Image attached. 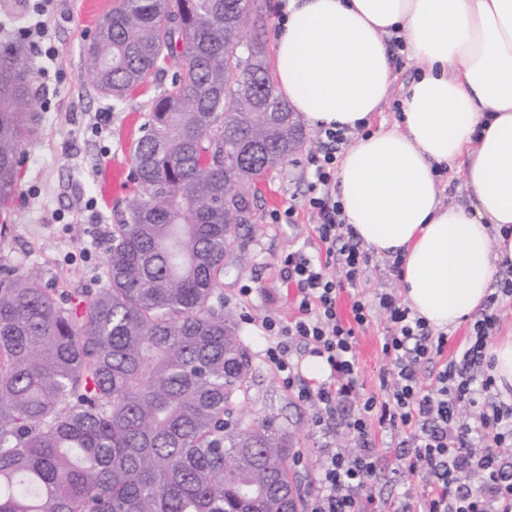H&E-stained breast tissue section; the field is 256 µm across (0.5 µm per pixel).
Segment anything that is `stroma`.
I'll return each instance as SVG.
<instances>
[{
  "label": "stroma",
  "mask_w": 512,
  "mask_h": 512,
  "mask_svg": "<svg viewBox=\"0 0 512 512\" xmlns=\"http://www.w3.org/2000/svg\"><path fill=\"white\" fill-rule=\"evenodd\" d=\"M47 39L54 60L35 56L38 93L34 100L38 132L27 147L19 190L9 212H0V264L19 265L31 272L41 288L66 289L77 294L101 287L104 261L113 224L119 223L138 192L126 179L110 195L101 190L113 160L130 161V148L141 134L144 106L170 84L175 62L148 85L131 90L121 109L102 100L84 77L82 45L96 29L88 20L85 0H50L45 15ZM394 84L376 122L393 123L399 117L402 87L415 76L405 49L393 51ZM310 170L306 152L290 157L260 184L258 222L247 235V246L233 259L221 291L224 312L236 323L251 361L248 395L235 408L244 426L273 418L290 446L291 471L302 500L319 491L318 460L322 449L353 448L354 436L345 419L351 404L338 406L327 432L314 426L317 409L298 401L288 391L265 352L273 339L262 324L274 318H291L294 290L288 285L283 258L291 249L315 254V223L301 203ZM299 201L293 224H274L272 211L289 201ZM392 258L374 256L357 288V296L372 299L387 290L401 294L400 280L390 267ZM353 295V296H356ZM352 295L342 293L339 315L351 316ZM386 334L382 315H374L358 336L356 359L365 392L377 391L379 376L388 366L381 350ZM379 460L373 482L376 512H395L403 492L419 497L427 489L423 473H409L385 433L376 436Z\"/></svg>",
  "instance_id": "stroma-1"
}]
</instances>
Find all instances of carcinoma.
<instances>
[{
    "instance_id": "1",
    "label": "carcinoma",
    "mask_w": 512,
    "mask_h": 512,
    "mask_svg": "<svg viewBox=\"0 0 512 512\" xmlns=\"http://www.w3.org/2000/svg\"><path fill=\"white\" fill-rule=\"evenodd\" d=\"M250 0H115L84 76L119 103L180 61L131 147L142 191L103 286L73 298L0 265V512H298L270 421L230 428L250 361L219 288L256 183L307 144L264 45L231 68ZM36 69L0 45V210L34 132Z\"/></svg>"
}]
</instances>
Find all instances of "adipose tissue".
<instances>
[{"instance_id": "obj_1", "label": "adipose tissue", "mask_w": 512, "mask_h": 512, "mask_svg": "<svg viewBox=\"0 0 512 512\" xmlns=\"http://www.w3.org/2000/svg\"><path fill=\"white\" fill-rule=\"evenodd\" d=\"M393 30L417 75L399 119L375 129ZM272 52L277 94L310 124L367 128L340 161L337 199L362 245L400 259L410 309L441 329L482 309L512 267V0H290ZM453 168L469 207L438 195Z\"/></svg>"}]
</instances>
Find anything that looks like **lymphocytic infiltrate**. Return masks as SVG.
Masks as SVG:
<instances>
[{"instance_id": "obj_1", "label": "lymphocytic infiltrate", "mask_w": 512, "mask_h": 512, "mask_svg": "<svg viewBox=\"0 0 512 512\" xmlns=\"http://www.w3.org/2000/svg\"><path fill=\"white\" fill-rule=\"evenodd\" d=\"M322 148L310 156L311 181L304 200L317 224L318 257L303 250L288 252L284 264L296 290L295 315L270 321L266 331L277 336L266 356L297 399L318 407L316 426L333 418L336 408L352 400L356 410L347 420L355 435L352 449H323L318 462L320 491L307 512H370V487L378 458L373 430L400 435L408 472H425V495L405 497L401 512H512V403L500 400L490 373L488 342L498 326L497 302L512 296V277L500 281L473 324L466 343L454 357H445L447 333H434L422 317L389 292L373 302L355 300L352 321H342L338 299L357 288L371 262L345 224L336 199V160L352 138L346 128L318 131ZM339 275H332L331 267ZM384 315L387 334L382 351L389 366L379 377L377 392L358 396L357 331L372 311ZM304 345L329 370L327 379L311 383L301 377L291 347ZM439 362L430 384L418 368ZM471 418H461V407Z\"/></svg>"}]
</instances>
